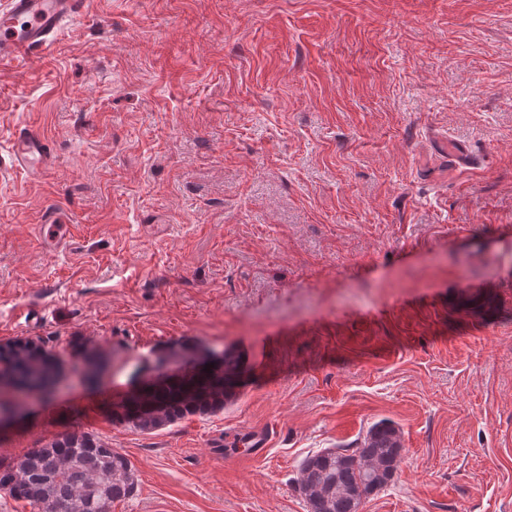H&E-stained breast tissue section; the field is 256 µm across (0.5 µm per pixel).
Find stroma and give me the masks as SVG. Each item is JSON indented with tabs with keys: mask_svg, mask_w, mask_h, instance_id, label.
<instances>
[{
	"mask_svg": "<svg viewBox=\"0 0 512 512\" xmlns=\"http://www.w3.org/2000/svg\"><path fill=\"white\" fill-rule=\"evenodd\" d=\"M30 129L38 180L9 165ZM19 339L61 369L0 461L91 433L137 472L112 512H306L305 456L382 420L401 460L361 512H512V0H82L0 66ZM227 348L246 383L223 410L114 417L158 360ZM11 158L14 168L32 178H40L52 162V147L41 133L28 130L13 140ZM56 214L57 209H53L46 215L44 224L39 226V234L50 241L63 243L69 237L70 231L68 232L69 227L63 225V221L59 220Z\"/></svg>",
	"mask_w": 512,
	"mask_h": 512,
	"instance_id": "obj_1",
	"label": "stroma"
}]
</instances>
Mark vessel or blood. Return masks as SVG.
<instances>
[{"label":"vessel or blood","instance_id":"1","mask_svg":"<svg viewBox=\"0 0 512 512\" xmlns=\"http://www.w3.org/2000/svg\"><path fill=\"white\" fill-rule=\"evenodd\" d=\"M80 0H7L0 8V65L30 57L50 46L76 13ZM14 168L42 177L52 162L50 142L38 131L19 134L11 144Z\"/></svg>","mask_w":512,"mask_h":512}]
</instances>
